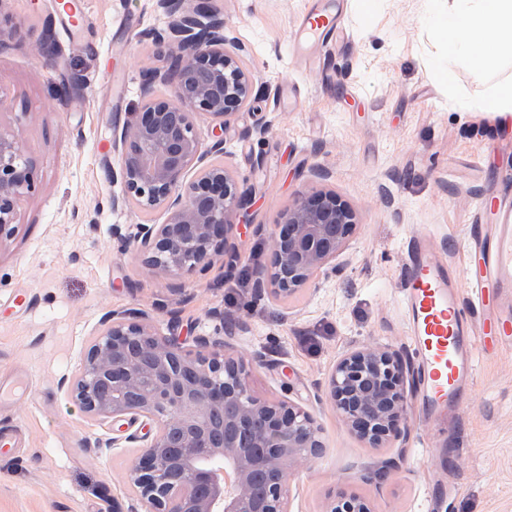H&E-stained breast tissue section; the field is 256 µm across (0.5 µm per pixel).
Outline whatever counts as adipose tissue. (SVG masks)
<instances>
[{"mask_svg": "<svg viewBox=\"0 0 512 512\" xmlns=\"http://www.w3.org/2000/svg\"><path fill=\"white\" fill-rule=\"evenodd\" d=\"M448 36V53L498 73L512 58V0H450L436 18Z\"/></svg>", "mask_w": 512, "mask_h": 512, "instance_id": "ef3b65f1", "label": "adipose tissue"}]
</instances>
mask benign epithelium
<instances>
[{"label":"benign epithelium","mask_w":512,"mask_h":512,"mask_svg":"<svg viewBox=\"0 0 512 512\" xmlns=\"http://www.w3.org/2000/svg\"><path fill=\"white\" fill-rule=\"evenodd\" d=\"M167 27L150 33L174 62V78L155 72L148 83L172 80L170 95L148 97L130 132L121 135L124 203L163 209V224H114L154 272L178 278L206 271L218 256L237 259L234 215L246 202L238 177L207 158L224 154V135L205 144L195 122L226 130L252 105L253 77L242 47L211 19L208 4L184 8L159 0ZM194 178L186 179L188 171ZM37 174L12 131L0 127V232L14 223ZM355 212L335 192L306 189L270 233V263L256 268L257 301L287 300L338 272ZM89 346L78 377L61 380L92 418L112 420V443L141 441L127 481L146 512H289L288 475L325 448L311 414L251 385L253 361L222 338L199 337L196 350L164 336L141 313L113 311ZM410 368L403 354L361 345L337 361L324 389L350 428L374 446L408 432ZM150 425L141 436L137 422ZM322 512H372L355 495L328 497Z\"/></svg>","instance_id":"obj_1"}]
</instances>
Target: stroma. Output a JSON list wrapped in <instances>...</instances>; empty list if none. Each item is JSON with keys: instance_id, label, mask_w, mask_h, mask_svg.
Instances as JSON below:
<instances>
[{"instance_id": "35a3bbf8", "label": "stroma", "mask_w": 512, "mask_h": 512, "mask_svg": "<svg viewBox=\"0 0 512 512\" xmlns=\"http://www.w3.org/2000/svg\"><path fill=\"white\" fill-rule=\"evenodd\" d=\"M84 2L87 26L69 37L53 0H0L11 29L0 38V127L38 174L11 235L0 237V379L32 384L0 402V426L22 440L0 453V512H145L125 483L136 444L113 443L111 422L90 418L59 385L79 374L104 315L129 308L190 348L223 337L254 358L258 395L289 398L313 416L325 448L291 469V512H320L343 492L373 512H512V352L480 359L453 417H421L413 385L400 447H371L324 395L350 349L410 352L401 302L409 240L426 235L443 264L462 270L472 221L488 199L512 193V125L464 110L492 81L448 63L429 0H345L347 37L323 47L322 69L290 40L312 0H208L254 77L255 101L226 132L223 157L249 200L235 218L233 274L218 262L178 285L112 238L113 225L166 220L122 205L112 169L145 74L169 67L145 37L169 17L156 0ZM259 118L265 134L243 136ZM309 188L335 191L357 214L340 270L288 302L253 303L267 231ZM18 292L25 307L12 303ZM216 308L223 320L212 318Z\"/></svg>"}]
</instances>
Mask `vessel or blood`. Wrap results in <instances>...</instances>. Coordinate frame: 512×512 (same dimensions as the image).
<instances>
[{"label":"vessel or blood","instance_id":"b4317fda","mask_svg":"<svg viewBox=\"0 0 512 512\" xmlns=\"http://www.w3.org/2000/svg\"><path fill=\"white\" fill-rule=\"evenodd\" d=\"M56 14L70 29L85 22L80 0H57ZM341 0H323L304 12L295 41L304 57L335 35L342 20ZM469 260L463 270L472 289L462 299L455 275L435 256L424 238L413 239L403 272V308L413 351L421 368V406L433 413L459 405L470 390L479 345L512 347V307L503 306L500 291L512 288V218L486 235L473 225Z\"/></svg>","mask_w":512,"mask_h":512}]
</instances>
